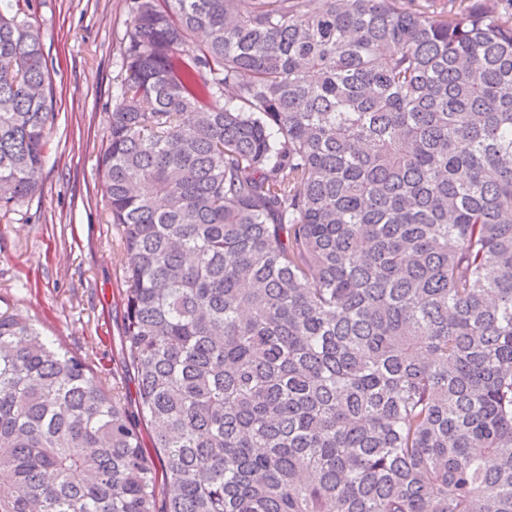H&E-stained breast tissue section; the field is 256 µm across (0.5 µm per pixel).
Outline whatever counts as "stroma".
Wrapping results in <instances>:
<instances>
[{
  "label": "stroma",
  "mask_w": 512,
  "mask_h": 512,
  "mask_svg": "<svg viewBox=\"0 0 512 512\" xmlns=\"http://www.w3.org/2000/svg\"><path fill=\"white\" fill-rule=\"evenodd\" d=\"M128 0H31L54 113L40 191L0 215V312L27 316L95 367L121 368L123 270L99 159Z\"/></svg>",
  "instance_id": "35a3bbf8"
}]
</instances>
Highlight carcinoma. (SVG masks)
<instances>
[{
	"label": "carcinoma",
	"instance_id": "obj_1",
	"mask_svg": "<svg viewBox=\"0 0 512 512\" xmlns=\"http://www.w3.org/2000/svg\"><path fill=\"white\" fill-rule=\"evenodd\" d=\"M129 0L119 381L0 314V512H512V0ZM0 0V211L52 125Z\"/></svg>",
	"mask_w": 512,
	"mask_h": 512
}]
</instances>
